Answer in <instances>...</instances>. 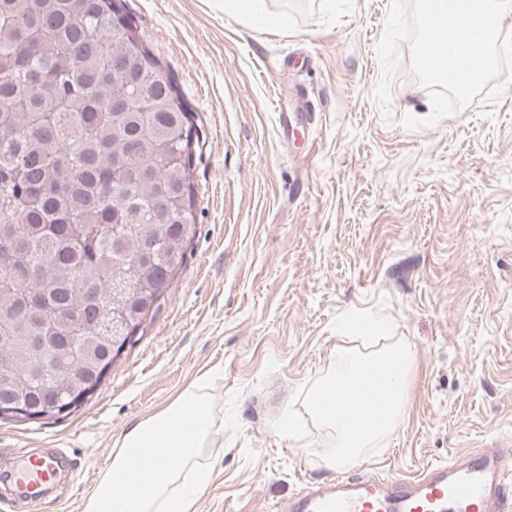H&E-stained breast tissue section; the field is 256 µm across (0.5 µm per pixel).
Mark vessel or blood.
Here are the masks:
<instances>
[{
	"mask_svg": "<svg viewBox=\"0 0 512 512\" xmlns=\"http://www.w3.org/2000/svg\"><path fill=\"white\" fill-rule=\"evenodd\" d=\"M359 383L342 379L327 405L361 421ZM60 450L46 453L40 468L19 462L9 475L25 499L39 497L51 481ZM288 512H512V448L468 450L413 476L350 477L340 472L306 488Z\"/></svg>",
	"mask_w": 512,
	"mask_h": 512,
	"instance_id": "1",
	"label": "vessel or blood"
}]
</instances>
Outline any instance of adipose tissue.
Masks as SVG:
<instances>
[{
    "mask_svg": "<svg viewBox=\"0 0 512 512\" xmlns=\"http://www.w3.org/2000/svg\"><path fill=\"white\" fill-rule=\"evenodd\" d=\"M336 359L338 367L324 378L322 391H335L340 378L357 376L364 383L360 398L367 419L358 426L349 424L344 416L328 411L320 396L310 398L307 412L336 441L327 459L349 463L400 423L413 356L408 348L390 346L367 359L343 353ZM385 359L392 361V372H381ZM213 425L204 401L191 391L138 421L115 441L112 461L87 497L83 512H113L119 498L134 501L138 512H192L210 483L212 471L197 457Z\"/></svg>",
    "mask_w": 512,
    "mask_h": 512,
    "instance_id": "adipose-tissue-1",
    "label": "adipose tissue"
}]
</instances>
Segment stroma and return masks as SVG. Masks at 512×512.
I'll list each match as a JSON object with an SVG mask.
<instances>
[{"instance_id":"stroma-1","label":"stroma","mask_w":512,"mask_h":512,"mask_svg":"<svg viewBox=\"0 0 512 512\" xmlns=\"http://www.w3.org/2000/svg\"><path fill=\"white\" fill-rule=\"evenodd\" d=\"M267 2L281 27L225 16L223 0H118L203 135L194 231L158 316L86 404L0 419V467L61 448L84 470L0 512H83L115 440L188 388L214 420L194 512H279L335 472L316 420L295 438L279 423L305 413L340 344L414 353L403 422L352 473L512 442V86L406 128L431 111L409 43L388 113L372 98L391 0Z\"/></svg>"}]
</instances>
